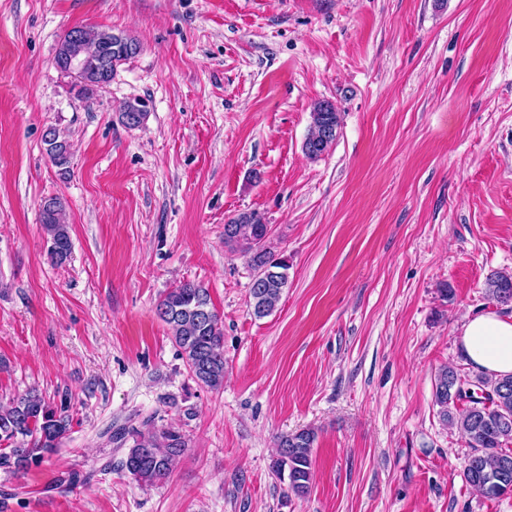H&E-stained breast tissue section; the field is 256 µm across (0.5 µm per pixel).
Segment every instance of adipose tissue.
Returning a JSON list of instances; mask_svg holds the SVG:
<instances>
[{"label": "adipose tissue", "mask_w": 512, "mask_h": 512, "mask_svg": "<svg viewBox=\"0 0 512 512\" xmlns=\"http://www.w3.org/2000/svg\"><path fill=\"white\" fill-rule=\"evenodd\" d=\"M464 353L489 376L512 374V319L495 313L466 318L459 333Z\"/></svg>", "instance_id": "ef3b65f1"}]
</instances>
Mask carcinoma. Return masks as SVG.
<instances>
[{
    "instance_id": "cac0c4a2",
    "label": "carcinoma",
    "mask_w": 512,
    "mask_h": 512,
    "mask_svg": "<svg viewBox=\"0 0 512 512\" xmlns=\"http://www.w3.org/2000/svg\"><path fill=\"white\" fill-rule=\"evenodd\" d=\"M83 40L78 45L59 40L54 60L68 64L72 56L81 66L75 79L78 95L89 98L109 85L118 66L140 51L139 41L130 35L106 29L79 28ZM148 106L142 98L122 103L121 125L135 129L143 125ZM341 127L340 114L329 100L317 101L311 111L310 133L303 144L307 157L317 159L336 143ZM46 152L52 163L66 170L70 164L69 143L55 128L44 135ZM41 223L48 236V255L61 264L71 254L65 205L58 198L44 201ZM270 225L255 211L242 212L224 225V245L249 257L253 277L249 288L253 315L272 313L288 287V260L277 257L268 245ZM485 293L499 304L512 303V273L495 271L486 277ZM157 315L180 349L190 378L199 386L219 391L224 388V324L207 288L183 282L165 293L157 305ZM434 404L442 424L459 430L472 453L463 469L466 484L481 496L496 500L512 496V374L489 377L483 372L461 374L443 367L434 378ZM71 418L64 404L53 407L37 392L17 396L0 406V467L23 471L41 462L59 447L70 431ZM317 433L303 428L277 437V454L272 473L287 482V496L304 497L311 490L313 449ZM116 447L132 442L122 469L146 486L164 482L177 458L188 448V438L175 427H157L149 417L140 426H122L110 436ZM82 481L77 471L61 474L55 489L66 493Z\"/></svg>"
}]
</instances>
